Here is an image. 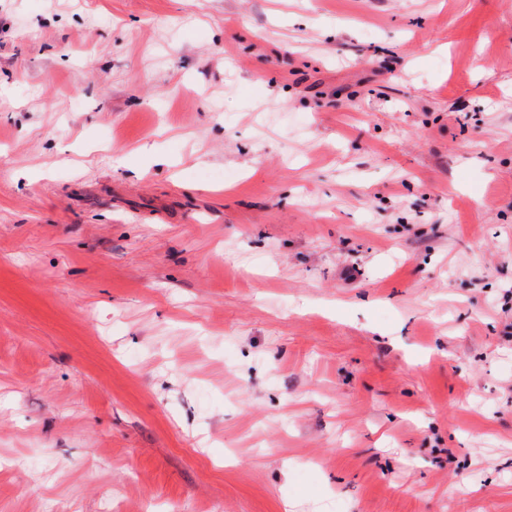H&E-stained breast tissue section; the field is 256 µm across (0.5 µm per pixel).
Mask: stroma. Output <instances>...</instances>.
Returning <instances> with one entry per match:
<instances>
[{
	"instance_id": "1",
	"label": "stroma",
	"mask_w": 512,
	"mask_h": 512,
	"mask_svg": "<svg viewBox=\"0 0 512 512\" xmlns=\"http://www.w3.org/2000/svg\"><path fill=\"white\" fill-rule=\"evenodd\" d=\"M509 289L512 0H0V512H512Z\"/></svg>"
}]
</instances>
